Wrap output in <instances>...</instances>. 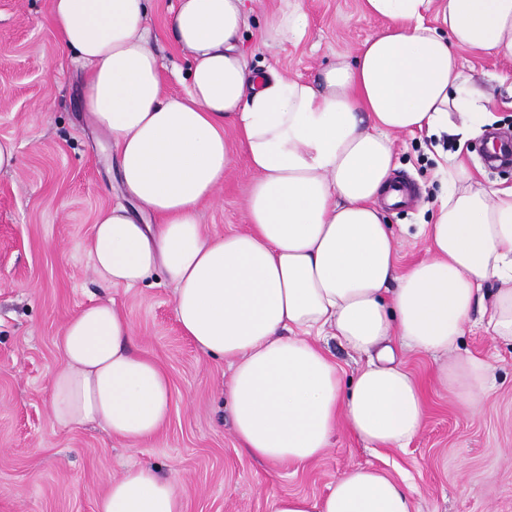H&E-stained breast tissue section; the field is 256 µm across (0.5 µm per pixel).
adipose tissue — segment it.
I'll return each mask as SVG.
<instances>
[{
	"mask_svg": "<svg viewBox=\"0 0 512 512\" xmlns=\"http://www.w3.org/2000/svg\"><path fill=\"white\" fill-rule=\"evenodd\" d=\"M281 2L261 31L264 44L306 34L301 0ZM364 9L386 28L307 82L250 69L238 45L245 0H179L171 27L193 65L173 96L147 36L146 0L52 3L62 45L88 68L85 105L112 138L120 179L156 218L137 223L121 205L101 213L92 268L115 288L167 275L183 334L229 366L235 435L272 464L322 458L340 423L365 447H406L424 411L394 344L433 356L439 384L475 411L490 367L454 355L473 308L487 304L490 332L512 341V186H474L463 163L445 159L434 221L419 228L428 256L404 270L382 209L404 198L392 179L395 135L447 134L462 145L495 122L458 52L512 60V0H364ZM228 126L234 139L224 136ZM239 149L254 172L246 228L205 234L198 207ZM132 335L111 303L68 320L51 379L58 424H100L129 445L159 431L170 382ZM327 339L376 354L351 390ZM412 510L409 486L368 467L337 478L323 498L272 501V512ZM97 512H182L179 479L128 468L107 479Z\"/></svg>",
	"mask_w": 512,
	"mask_h": 512,
	"instance_id": "1",
	"label": "adipose tissue"
}]
</instances>
